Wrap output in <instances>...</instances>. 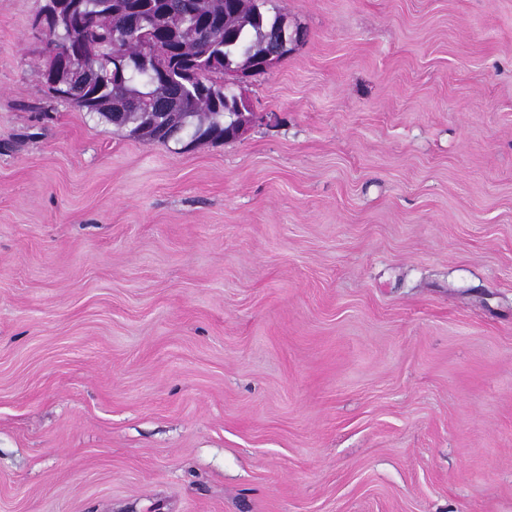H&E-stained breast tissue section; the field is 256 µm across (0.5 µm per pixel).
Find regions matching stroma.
Listing matches in <instances>:
<instances>
[{"instance_id": "stroma-1", "label": "stroma", "mask_w": 512, "mask_h": 512, "mask_svg": "<svg viewBox=\"0 0 512 512\" xmlns=\"http://www.w3.org/2000/svg\"><path fill=\"white\" fill-rule=\"evenodd\" d=\"M0 0V512H512V0H275L185 149L50 101Z\"/></svg>"}]
</instances>
